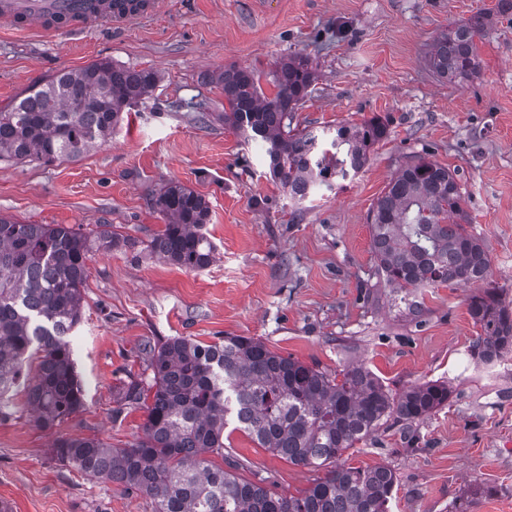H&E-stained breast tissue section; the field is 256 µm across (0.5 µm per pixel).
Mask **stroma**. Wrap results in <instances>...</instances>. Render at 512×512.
I'll use <instances>...</instances> for the list:
<instances>
[{
	"mask_svg": "<svg viewBox=\"0 0 512 512\" xmlns=\"http://www.w3.org/2000/svg\"><path fill=\"white\" fill-rule=\"evenodd\" d=\"M493 26L476 41L480 71L443 82L426 63L435 36L477 13ZM315 67L295 114L301 130L378 119L388 134L346 185L295 204L268 169L261 142H244L219 115L215 82L229 66L253 70L274 95L276 64ZM109 60L158 71L106 146L74 161H0V215L24 224L111 225L125 238L93 252L83 316L71 335L85 406L37 428L24 408L0 418V506L8 512H156L152 497L86 476L51 455L58 437L124 448L144 435L131 381H151L150 357L170 338L209 344L254 336L273 351L338 373L365 364L393 390L439 380L452 393L431 418L382 426L345 452L356 467L385 465L398 488L389 512H453L469 486L489 488L468 512H512V357L495 372L472 360L468 313L475 284L396 291L380 283L368 213L396 171L425 158L455 172L469 230L489 250L492 276L512 302V17L499 0H159L126 28L72 37L0 31V108L60 70ZM207 120H198V112ZM210 206L214 262L188 271L151 256L164 228L153 203L169 182ZM214 465L300 496L315 471L233 432Z\"/></svg>",
	"mask_w": 512,
	"mask_h": 512,
	"instance_id": "1",
	"label": "stroma"
}]
</instances>
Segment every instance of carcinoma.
I'll return each mask as SVG.
<instances>
[{
	"instance_id": "obj_1",
	"label": "carcinoma",
	"mask_w": 512,
	"mask_h": 512,
	"mask_svg": "<svg viewBox=\"0 0 512 512\" xmlns=\"http://www.w3.org/2000/svg\"><path fill=\"white\" fill-rule=\"evenodd\" d=\"M490 23V16L476 15L437 35L428 51L432 71L447 82L475 76V38ZM313 81V66L302 56L277 65L272 97L251 70L230 66L217 77L228 104L224 124L243 140L264 144L271 176L299 204L358 174L369 149L387 136L386 126L374 119L341 123L330 148L314 152L317 138L291 129L293 112L306 102ZM158 82L152 68L110 61L60 71L0 109V161H70L100 148L121 126L123 112ZM463 203L461 185L445 166L420 158L396 173L369 214L377 273L386 285L406 290L489 282L490 255L467 229ZM155 206L165 224L150 252L192 271L210 266L215 248L203 232L210 215L205 199L171 184ZM116 242L105 224L82 233L67 224L0 217V417L11 414L13 388L35 355L37 371L26 390L37 426L51 428L83 407L70 340L49 330L71 332L80 324L86 261ZM468 312L481 329L470 349L473 360L512 354V304L497 289L472 295ZM150 367L152 381H134L125 393L132 406L150 400L143 438L127 448L98 438H60L53 455L153 497L157 512H389L394 471L340 459L384 424L429 418L451 395L440 381L394 392L363 364L333 376L251 336H224L211 344L175 337L152 355ZM226 384L249 405L248 423L236 429L295 465L326 470L325 476L301 496L285 497L213 465L209 456L224 455V429L233 423Z\"/></svg>"
}]
</instances>
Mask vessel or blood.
<instances>
[{
    "label": "vessel or blood",
    "instance_id": "b4317fda",
    "mask_svg": "<svg viewBox=\"0 0 512 512\" xmlns=\"http://www.w3.org/2000/svg\"><path fill=\"white\" fill-rule=\"evenodd\" d=\"M155 11V0H0V26L19 30L35 24L77 35L105 23L127 25Z\"/></svg>",
    "mask_w": 512,
    "mask_h": 512
}]
</instances>
